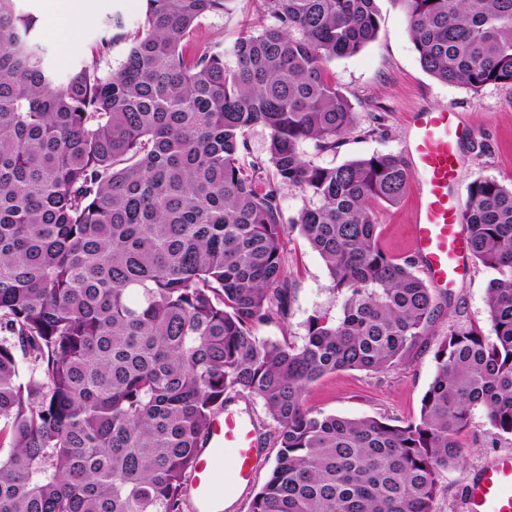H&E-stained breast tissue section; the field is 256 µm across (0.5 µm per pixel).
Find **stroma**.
<instances>
[{
    "mask_svg": "<svg viewBox=\"0 0 512 512\" xmlns=\"http://www.w3.org/2000/svg\"><path fill=\"white\" fill-rule=\"evenodd\" d=\"M17 14L35 19L34 41L47 50L51 69L90 61L92 46L112 16L134 25L142 15V0H96L92 20L74 36V46L60 52L48 22L46 0H13ZM380 27L376 40L359 53L336 59L329 77L350 99L358 114L357 127L341 138L335 149L315 154L324 165L374 153L405 154L409 139V115L418 107L446 108L457 112L464 127L461 166L455 190L465 194L476 178L485 177L512 185V87L488 85L480 91L445 84L427 74L420 65L411 41L403 10L380 0ZM263 22L258 0H239L232 15L208 14L199 21L200 41L233 42L243 30L256 29ZM417 195L416 183L392 206L379 210L380 244L388 254H413L412 224ZM284 275L292 288L291 312L286 320L263 325L261 336L272 340L290 337L301 340L306 320L316 312L336 316L342 298L329 288L328 270L320 257L298 233L283 244ZM493 273L479 265H469L466 276L450 292L434 291V319L404 362L384 372L338 371L315 382L306 394V405L326 415L349 419L387 416L401 421L413 419L435 371L434 351L449 327L487 329L486 292ZM230 410L253 417L260 433L262 466L253 483L240 488L227 500L224 512H248L255 494L275 463L278 425L262 403L237 399ZM464 465L442 472L444 487L436 500L435 512H463L467 480L471 473L495 455L511 452L512 438L493 435L482 410H474L468 428L461 435Z\"/></svg>",
    "mask_w": 512,
    "mask_h": 512,
    "instance_id": "1",
    "label": "stroma"
}]
</instances>
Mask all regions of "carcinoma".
<instances>
[{
	"instance_id": "1",
	"label": "carcinoma",
	"mask_w": 512,
	"mask_h": 512,
	"mask_svg": "<svg viewBox=\"0 0 512 512\" xmlns=\"http://www.w3.org/2000/svg\"><path fill=\"white\" fill-rule=\"evenodd\" d=\"M238 0H145L62 77L0 0V512H182L214 412L234 395L279 425L248 512H434L441 472L481 408L512 436V186L479 177L460 209L470 258L496 273L489 332L448 328L418 415L305 406L339 370L402 363L435 315L415 262L380 244L407 161L309 158L357 113L329 65L377 38L378 0H258L266 24L198 43ZM422 68L474 92L512 86V0H394ZM126 44L122 67L97 61ZM269 131L267 156L247 133ZM285 188L309 194L283 219ZM299 231L343 298L301 344L258 335L290 314L282 242Z\"/></svg>"
}]
</instances>
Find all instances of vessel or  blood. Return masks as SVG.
Instances as JSON below:
<instances>
[{
	"label": "vessel or blood",
	"mask_w": 512,
	"mask_h": 512,
	"mask_svg": "<svg viewBox=\"0 0 512 512\" xmlns=\"http://www.w3.org/2000/svg\"><path fill=\"white\" fill-rule=\"evenodd\" d=\"M411 125L408 154L417 183L414 251L432 285L447 291L467 270L455 193L463 129L458 114L445 108H419ZM259 464L255 421L233 412L215 415L188 482L197 512H215L216 466H223L228 485L240 488L251 484ZM464 505L465 512H512V454L496 457L469 477Z\"/></svg>",
	"instance_id": "b4317fda"
}]
</instances>
